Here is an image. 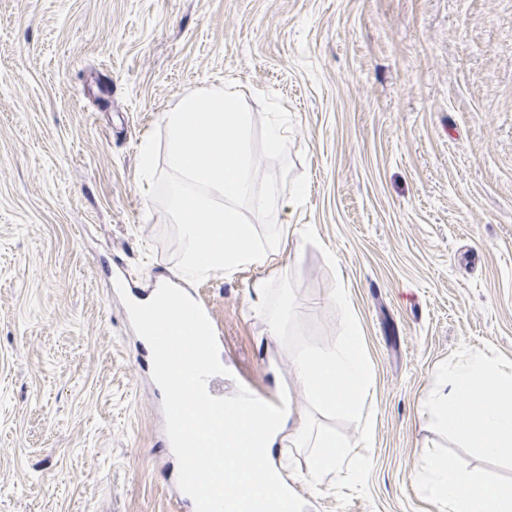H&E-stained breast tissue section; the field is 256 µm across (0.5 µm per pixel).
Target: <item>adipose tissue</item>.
<instances>
[{"label": "adipose tissue", "instance_id": "adipose-tissue-1", "mask_svg": "<svg viewBox=\"0 0 512 512\" xmlns=\"http://www.w3.org/2000/svg\"><path fill=\"white\" fill-rule=\"evenodd\" d=\"M432 416L452 427L473 447L491 456L512 457V374L482 353L469 356L428 400ZM265 447L285 442L312 451L315 477H323L345 458V441L312 432L301 416L277 417L257 428ZM427 465L433 475L431 496L448 512H512V484L479 481L457 469L448 459L435 457Z\"/></svg>", "mask_w": 512, "mask_h": 512}]
</instances>
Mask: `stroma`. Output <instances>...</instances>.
Masks as SVG:
<instances>
[{
    "mask_svg": "<svg viewBox=\"0 0 512 512\" xmlns=\"http://www.w3.org/2000/svg\"><path fill=\"white\" fill-rule=\"evenodd\" d=\"M229 84L293 119L261 270L195 284L226 395L288 391L253 284L295 278L332 342L346 290L372 369L367 496L339 509L306 448L274 458L300 512H440L427 457L512 482L434 421L474 351L512 373V0H0V512H179L157 399L113 275H177L140 142L187 92ZM304 187L295 200L296 187Z\"/></svg>",
    "mask_w": 512,
    "mask_h": 512,
    "instance_id": "obj_1",
    "label": "stroma"
}]
</instances>
